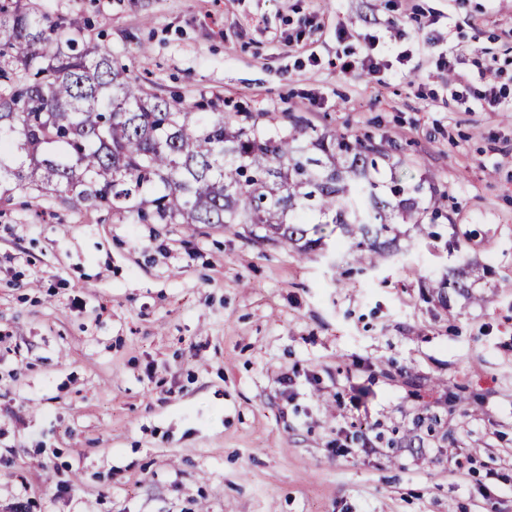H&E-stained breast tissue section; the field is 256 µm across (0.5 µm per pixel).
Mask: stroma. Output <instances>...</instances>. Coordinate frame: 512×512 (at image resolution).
<instances>
[{
  "label": "stroma",
  "mask_w": 512,
  "mask_h": 512,
  "mask_svg": "<svg viewBox=\"0 0 512 512\" xmlns=\"http://www.w3.org/2000/svg\"><path fill=\"white\" fill-rule=\"evenodd\" d=\"M30 3L86 18L147 93L374 137L444 209L361 270L16 191L0 512H512V0ZM368 33L409 55L381 84L336 66ZM453 52L502 109L451 101Z\"/></svg>",
  "instance_id": "35a3bbf8"
}]
</instances>
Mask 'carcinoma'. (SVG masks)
Wrapping results in <instances>:
<instances>
[{
  "instance_id": "1",
  "label": "carcinoma",
  "mask_w": 512,
  "mask_h": 512,
  "mask_svg": "<svg viewBox=\"0 0 512 512\" xmlns=\"http://www.w3.org/2000/svg\"><path fill=\"white\" fill-rule=\"evenodd\" d=\"M87 23L53 18L26 0H0V200L52 191L133 224H239L255 241L301 257L336 248L376 266L397 251L388 218L422 223L415 196L390 168V194L372 138L308 131L297 116L268 136L253 116L211 118L146 93ZM465 269L438 284L466 288Z\"/></svg>"
}]
</instances>
